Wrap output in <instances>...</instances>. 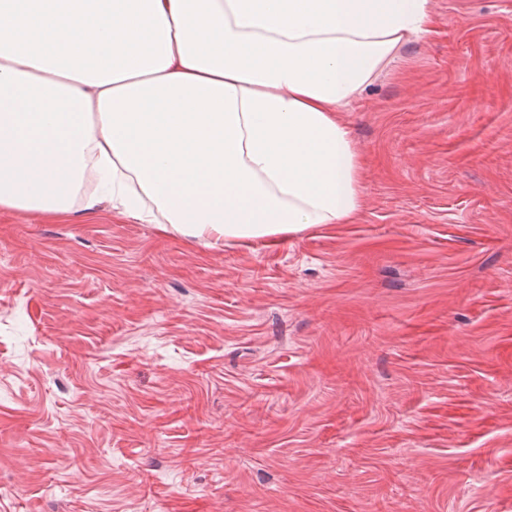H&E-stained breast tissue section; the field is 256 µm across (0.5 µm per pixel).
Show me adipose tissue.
Wrapping results in <instances>:
<instances>
[{"mask_svg": "<svg viewBox=\"0 0 512 512\" xmlns=\"http://www.w3.org/2000/svg\"><path fill=\"white\" fill-rule=\"evenodd\" d=\"M429 0H0V213L108 204L209 248L348 224L341 112Z\"/></svg>", "mask_w": 512, "mask_h": 512, "instance_id": "ef3b65f1", "label": "adipose tissue"}]
</instances>
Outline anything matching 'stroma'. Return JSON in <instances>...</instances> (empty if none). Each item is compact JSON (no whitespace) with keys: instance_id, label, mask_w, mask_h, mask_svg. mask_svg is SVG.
<instances>
[{"instance_id":"1","label":"stroma","mask_w":512,"mask_h":512,"mask_svg":"<svg viewBox=\"0 0 512 512\" xmlns=\"http://www.w3.org/2000/svg\"><path fill=\"white\" fill-rule=\"evenodd\" d=\"M429 7L352 223L0 214V512H512V5Z\"/></svg>"}]
</instances>
